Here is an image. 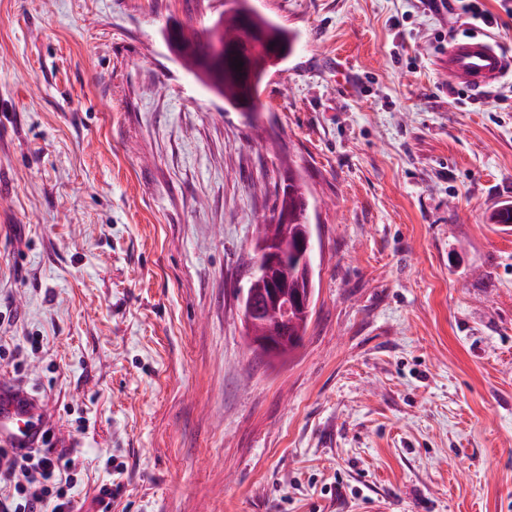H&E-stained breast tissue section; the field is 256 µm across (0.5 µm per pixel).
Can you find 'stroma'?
<instances>
[{"mask_svg":"<svg viewBox=\"0 0 512 512\" xmlns=\"http://www.w3.org/2000/svg\"><path fill=\"white\" fill-rule=\"evenodd\" d=\"M252 5L297 37L278 153L165 42L224 0H0V373L111 512H512V71L475 98L446 61L484 31L512 57V22ZM288 161L316 307L272 365L241 290Z\"/></svg>","mask_w":512,"mask_h":512,"instance_id":"stroma-1","label":"stroma"}]
</instances>
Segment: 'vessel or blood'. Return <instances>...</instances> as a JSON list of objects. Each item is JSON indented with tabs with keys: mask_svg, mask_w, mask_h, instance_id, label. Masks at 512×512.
I'll return each instance as SVG.
<instances>
[{
	"mask_svg": "<svg viewBox=\"0 0 512 512\" xmlns=\"http://www.w3.org/2000/svg\"><path fill=\"white\" fill-rule=\"evenodd\" d=\"M512 58L491 37L472 36L448 48V76L475 93L492 88ZM46 430V414L36 399L15 384L0 383V446L25 453L38 448Z\"/></svg>",
	"mask_w": 512,
	"mask_h": 512,
	"instance_id": "b4317fda",
	"label": "vessel or blood"
}]
</instances>
